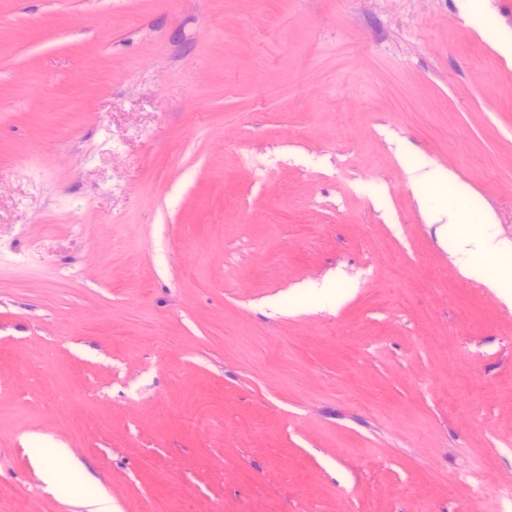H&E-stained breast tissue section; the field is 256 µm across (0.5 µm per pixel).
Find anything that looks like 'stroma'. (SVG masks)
<instances>
[{"instance_id": "obj_1", "label": "stroma", "mask_w": 512, "mask_h": 512, "mask_svg": "<svg viewBox=\"0 0 512 512\" xmlns=\"http://www.w3.org/2000/svg\"><path fill=\"white\" fill-rule=\"evenodd\" d=\"M478 9L0 0V512H454L512 472V269L409 177L512 240V0ZM410 177L416 188L423 186L447 187L448 195L464 196L469 208L475 212H482L483 202L473 195L451 173L444 169L421 162L410 171ZM435 225L436 232L449 253H467L472 247H476L484 253L512 259L511 240L500 239L481 231H478L474 237H463L458 233L456 224L448 221ZM461 483L466 486V494L460 499L459 512H474L477 511L479 502L487 493V488L477 482H472L467 479H459Z\"/></svg>"}]
</instances>
